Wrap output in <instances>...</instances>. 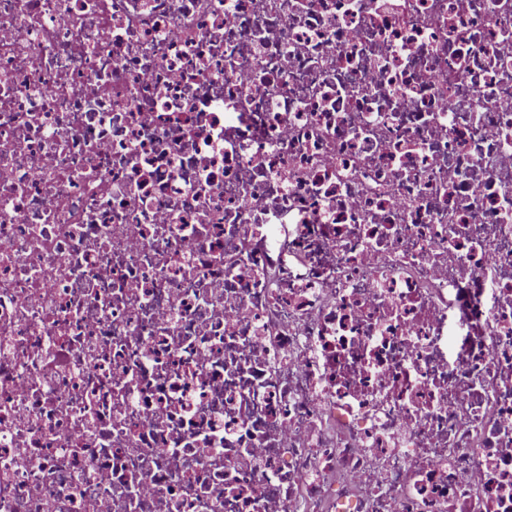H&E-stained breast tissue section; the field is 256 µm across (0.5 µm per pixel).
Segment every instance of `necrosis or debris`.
I'll use <instances>...</instances> for the list:
<instances>
[{
    "mask_svg": "<svg viewBox=\"0 0 512 512\" xmlns=\"http://www.w3.org/2000/svg\"><path fill=\"white\" fill-rule=\"evenodd\" d=\"M0 512H512V0H0Z\"/></svg>",
    "mask_w": 512,
    "mask_h": 512,
    "instance_id": "obj_1",
    "label": "necrosis or debris"
}]
</instances>
